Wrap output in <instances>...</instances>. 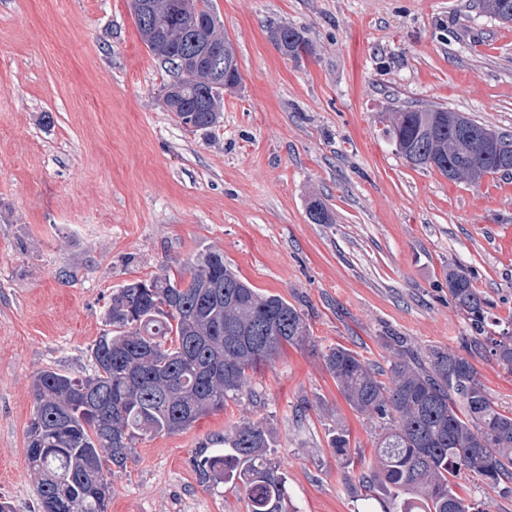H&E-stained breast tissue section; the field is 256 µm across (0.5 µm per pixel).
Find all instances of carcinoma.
Masks as SVG:
<instances>
[{
    "label": "carcinoma",
    "instance_id": "1",
    "mask_svg": "<svg viewBox=\"0 0 512 512\" xmlns=\"http://www.w3.org/2000/svg\"><path fill=\"white\" fill-rule=\"evenodd\" d=\"M134 12L141 41L170 64L174 80L163 102L183 126L219 123L223 96L216 74L199 57L207 46L227 50L238 69L211 0H151ZM489 16L512 18V0H478ZM282 55L312 54L292 25L269 28ZM482 123L444 107L403 108L384 129L398 154L408 146L452 182L478 183L512 170L493 156L469 151L471 129ZM317 224L332 223L318 199L309 204ZM448 294L469 321V344L512 374V319L494 317L487 297L462 265L448 267ZM110 329L92 349L93 371L74 378L54 370L34 375V408L26 429V459L37 486L38 512H108L112 468L127 466L139 439L189 429L202 416L248 388L249 372L286 345L314 343L304 315L283 297L262 294L210 251L177 275L125 284L105 312ZM383 369L343 345L322 353L346 402L377 420L381 433L369 472L359 474L362 500L381 512H484L458 491L469 472L489 486L512 485V411L489 397L481 375L463 355L435 348L421 355L407 339L389 345ZM271 431L244 420L213 443L222 448L197 462L204 483L243 489L248 512H287L285 476L268 458ZM330 448L354 464L348 432L338 427Z\"/></svg>",
    "mask_w": 512,
    "mask_h": 512
}]
</instances>
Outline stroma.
Masks as SVG:
<instances>
[{"mask_svg":"<svg viewBox=\"0 0 512 512\" xmlns=\"http://www.w3.org/2000/svg\"><path fill=\"white\" fill-rule=\"evenodd\" d=\"M241 84L223 120L183 128L172 76L142 43L129 0H0V498L33 512L25 430L36 372L91 373L113 291L200 253L304 314L315 348L284 347L248 392L176 434L139 440L108 512H248L204 485L209 439L249 419L272 429L291 512H362L360 461L376 421L346 403L321 353L341 344L386 365L391 337L467 353L448 295L462 264L512 318V173L454 183L383 135L399 106L445 107L512 134V23L472 0H213ZM300 29L293 61L270 25ZM321 199L334 221L309 218ZM512 410V374L471 357ZM350 431L355 467L329 446Z\"/></svg>","mask_w":512,"mask_h":512,"instance_id":"1","label":"stroma"}]
</instances>
